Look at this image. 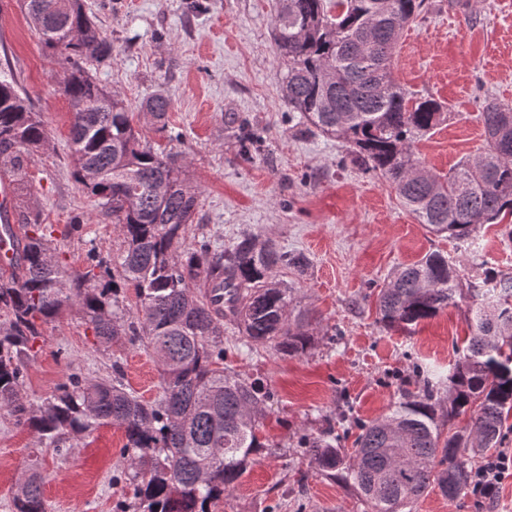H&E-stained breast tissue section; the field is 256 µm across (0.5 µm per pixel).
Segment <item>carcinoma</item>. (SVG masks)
<instances>
[{"mask_svg": "<svg viewBox=\"0 0 512 512\" xmlns=\"http://www.w3.org/2000/svg\"><path fill=\"white\" fill-rule=\"evenodd\" d=\"M23 3L44 48L65 66L75 180L97 214L117 225L123 248L110 259L92 248L84 270L66 267L52 226L31 205L28 159L48 133L13 72L0 69V179L13 186L21 233L11 273L0 271V412L37 445L57 450L102 425L122 429L129 467L117 480L132 494L121 496L116 512H211L263 447L257 429L271 399L224 366V325L241 329L248 345L304 352L309 316L295 311L292 289L274 271L302 273L310 260L256 233L224 249L207 239L183 246L201 191L186 155L155 147L139 129L144 116L165 131L170 100L156 94L135 114L97 81L92 68L110 64L115 49L83 0ZM425 8V0H275L273 39L287 62L283 99L299 120L350 143L429 232L468 245L478 226L512 216V108L484 101L480 158L444 175L421 165L413 144L448 113L430 97L408 104L393 61L402 30ZM466 299L470 338L448 373H425L423 393L404 394L384 418L361 426L344 479L372 512H402L432 486L457 499L471 459L501 445L512 416V273L465 284L456 261L430 252L390 274L376 294L378 321L407 332ZM67 307L99 345L127 336L150 350L161 398L145 401L127 388L117 360L112 380L72 373L45 400L24 396V369L43 327ZM445 389L448 417L471 413L466 435H443L433 400ZM302 445L323 474L341 470L344 455L333 443L306 438ZM45 479L37 466L21 473L14 512H48Z\"/></svg>", "mask_w": 512, "mask_h": 512, "instance_id": "1", "label": "carcinoma"}]
</instances>
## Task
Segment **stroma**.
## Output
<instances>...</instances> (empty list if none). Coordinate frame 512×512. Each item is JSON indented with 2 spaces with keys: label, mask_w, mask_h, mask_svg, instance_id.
Returning a JSON list of instances; mask_svg holds the SVG:
<instances>
[{
  "label": "stroma",
  "mask_w": 512,
  "mask_h": 512,
  "mask_svg": "<svg viewBox=\"0 0 512 512\" xmlns=\"http://www.w3.org/2000/svg\"><path fill=\"white\" fill-rule=\"evenodd\" d=\"M424 15L406 26L394 75L415 97L442 102L447 120L415 145L429 170L445 174L480 156L486 141L483 99L512 107V0H426ZM84 0L117 56L96 69L99 83L139 111L146 99L172 100L169 125L182 132L200 206L187 246L208 238L229 246L244 232L272 239L309 257L304 275L277 269L307 312L313 343L284 356L245 346L224 332L225 366L256 380L273 399L257 435L263 444L235 490L211 512H371L341 478L322 475L300 446L324 438L352 452L361 423L385 416L402 392L421 393V367L452 365L468 336L467 306L448 307L411 332L383 329L374 294L401 265L439 251L460 264L464 280L512 273V241L500 224L477 228L472 244L430 234L404 209L381 176L365 172L343 140L299 124L282 99L286 71L273 40L272 0ZM10 67L41 113L50 141L31 154L32 204L53 225L68 265L83 269L88 249L107 257L122 239L114 224L92 221L83 235L72 218L92 206L72 174L70 107L60 91L65 70L44 50L19 0H0V67ZM260 138L246 153L241 127ZM25 370L30 400L50 397L66 372L111 378L120 362L124 382L147 401L162 394L151 352L121 338L98 347L86 325L65 312L43 329ZM121 429L103 426L67 451L38 447L32 434L0 414V512H12L15 483L37 464L49 512H112L122 494L113 474L127 466Z\"/></svg>",
  "instance_id": "stroma-1"
}]
</instances>
